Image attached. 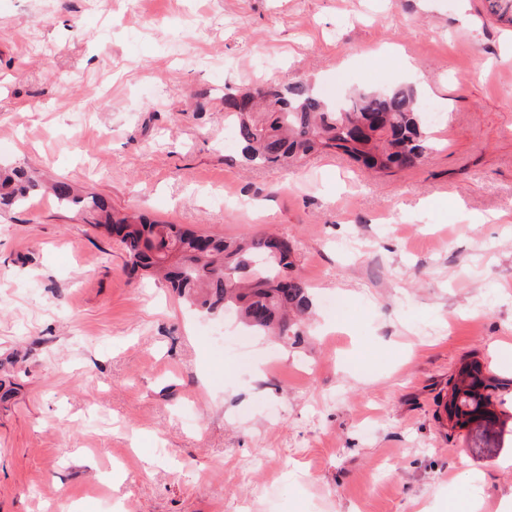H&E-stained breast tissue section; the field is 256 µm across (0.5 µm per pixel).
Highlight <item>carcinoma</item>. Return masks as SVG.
I'll return each instance as SVG.
<instances>
[{
    "label": "carcinoma",
    "mask_w": 512,
    "mask_h": 512,
    "mask_svg": "<svg viewBox=\"0 0 512 512\" xmlns=\"http://www.w3.org/2000/svg\"><path fill=\"white\" fill-rule=\"evenodd\" d=\"M487 2L491 15L512 25V0ZM422 109V95L412 85L360 92L335 105L317 98L305 82L224 94V122L254 166L336 152L377 174L410 168L437 146L423 128ZM38 187L21 167L1 170L0 208L22 203ZM52 190L60 205L98 214V226L119 237L130 270L169 283L188 306L207 314L233 311L258 335L299 340L296 328L313 302L307 285L289 277L296 248L288 239L227 240L137 211H111L100 197L82 195L65 182Z\"/></svg>",
    "instance_id": "obj_1"
}]
</instances>
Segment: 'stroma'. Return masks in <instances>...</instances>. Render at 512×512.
Here are the masks:
<instances>
[{
	"mask_svg": "<svg viewBox=\"0 0 512 512\" xmlns=\"http://www.w3.org/2000/svg\"><path fill=\"white\" fill-rule=\"evenodd\" d=\"M413 70H406L405 62ZM333 103L415 84L438 146L377 176L254 167L224 95ZM0 512H452L512 501V26L484 0H0ZM64 181L224 238L277 233L313 313L298 345L132 273ZM480 364L497 417L451 427ZM40 187L34 175L21 167L0 171V208L22 203L29 192Z\"/></svg>",
	"mask_w": 512,
	"mask_h": 512,
	"instance_id": "35a3bbf8",
	"label": "stroma"
}]
</instances>
